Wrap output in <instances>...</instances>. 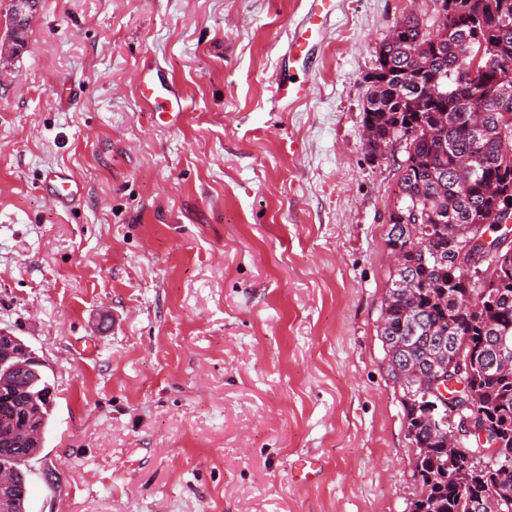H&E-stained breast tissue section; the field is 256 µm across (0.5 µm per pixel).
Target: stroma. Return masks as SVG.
Returning a JSON list of instances; mask_svg holds the SVG:
<instances>
[{
    "mask_svg": "<svg viewBox=\"0 0 512 512\" xmlns=\"http://www.w3.org/2000/svg\"><path fill=\"white\" fill-rule=\"evenodd\" d=\"M308 6L38 0L0 59V331L53 397L32 512H410L380 337L397 177L362 107L395 20L438 4L333 0L284 110ZM147 65L181 124L141 102ZM58 168L85 185L73 207L40 187ZM309 9L303 23L294 28L288 42V72L282 68V74L276 81V97L285 106L305 99L309 87L305 81H297L291 74L292 65L301 62L305 67L312 63L315 36L327 22L332 0H309Z\"/></svg>",
    "mask_w": 512,
    "mask_h": 512,
    "instance_id": "1",
    "label": "stroma"
}]
</instances>
